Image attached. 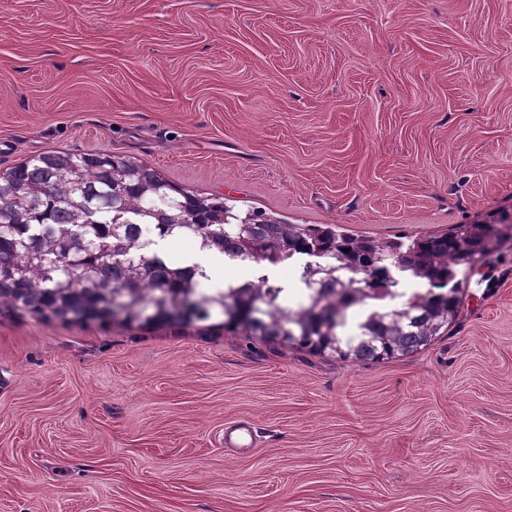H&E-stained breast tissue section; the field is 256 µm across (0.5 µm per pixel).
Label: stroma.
I'll use <instances>...</instances> for the list:
<instances>
[{
	"instance_id": "1",
	"label": "stroma",
	"mask_w": 512,
	"mask_h": 512,
	"mask_svg": "<svg viewBox=\"0 0 512 512\" xmlns=\"http://www.w3.org/2000/svg\"><path fill=\"white\" fill-rule=\"evenodd\" d=\"M51 150L377 239L496 219L512 0H0V172ZM222 321L1 309L0 512H512V239L395 361ZM253 430L247 424H237L224 430V446L226 448H252Z\"/></svg>"
}]
</instances>
